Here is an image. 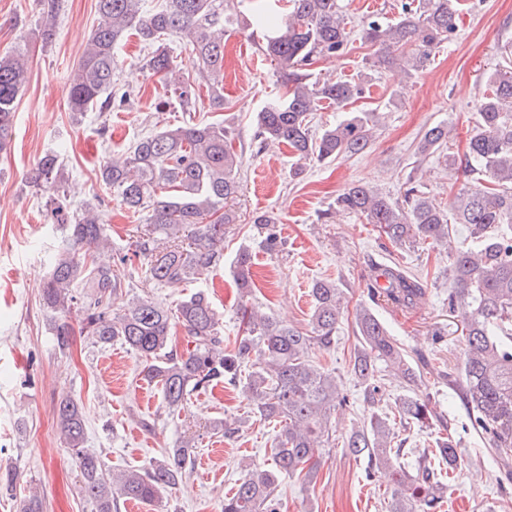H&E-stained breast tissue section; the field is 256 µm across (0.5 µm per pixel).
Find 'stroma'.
I'll return each mask as SVG.
<instances>
[{
  "instance_id": "obj_1",
  "label": "stroma",
  "mask_w": 512,
  "mask_h": 512,
  "mask_svg": "<svg viewBox=\"0 0 512 512\" xmlns=\"http://www.w3.org/2000/svg\"><path fill=\"white\" fill-rule=\"evenodd\" d=\"M98 21L96 0H58L53 35L46 40L40 0H0V56L21 50L28 57L12 138L0 151V512H20L21 502L32 495L41 499L45 512H95L81 493L79 470L57 427L55 410L65 399L83 408L86 450L101 456L113 472L148 466L182 439L195 441L194 465L177 489L151 503L122 504L118 512H222L224 497L245 465L270 463L273 426L254 416L239 389L225 384L194 392L180 414L168 415L159 386L142 379L134 351L98 343L84 327L82 306L54 315L40 298L62 236L51 214L52 200L63 192L70 210L88 203L103 210L112 250L97 261L112 263L126 253L136 224L101 182L100 166L136 139L186 119L161 77L145 69L147 51L134 37L117 51L116 85L127 92L124 105L109 112L68 110L70 77ZM507 44L512 45V0H463L456 37L422 72L374 71L366 62L370 47L357 40L344 58L318 60L313 66L318 76L366 79L369 91L354 107L383 112L385 121L366 152L311 164L298 178L291 175L294 158L287 144L263 146L255 136L257 112L280 90L277 67L246 35H234L226 44L227 106L220 116L244 147L236 204L240 219L226 228L223 258L203 275L156 288L145 260L136 259L125 268L123 297L147 295L172 308L205 290L224 338L231 340L239 332L238 309L244 301L231 268L240 247H251L255 261V288L245 301L286 323L307 328L313 280L329 279L342 289L336 345L313 349L311 356L341 380L350 404L336 413L333 441L318 460L315 482L281 476L282 512H386L389 473L380 470L366 480V460L349 455L343 442L351 430L369 422L376 408L364 400L349 360L355 312L369 302L371 265L389 260L428 280L424 298L413 309L379 305L375 311L410 359L423 362L416 393L445 417L458 446L456 478L441 512H512V486L500 491L486 440L472 428L457 392L441 379L444 373H459L465 349L462 325L448 310V251L469 244L466 231L450 225L447 248H399L363 217L320 218L354 182L402 197L415 169L423 174L425 192L448 204L464 181L463 170L448 169L434 155L418 159L420 138L428 126L447 122L454 128L449 150L463 156L486 75L501 62ZM49 153L58 156L64 179L60 188L34 190L27 174ZM256 210L279 218L280 252L258 248L249 223ZM62 322L73 330L72 344L63 352L55 346ZM147 420L153 429L144 428ZM224 421L237 426L233 439L214 431V424ZM8 472L14 475L10 485L4 480Z\"/></svg>"
}]
</instances>
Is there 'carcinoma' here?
<instances>
[{"label":"carcinoma","mask_w":512,"mask_h":512,"mask_svg":"<svg viewBox=\"0 0 512 512\" xmlns=\"http://www.w3.org/2000/svg\"><path fill=\"white\" fill-rule=\"evenodd\" d=\"M145 0H97L100 20L87 42L69 86L68 109L83 113L92 107L109 108L125 101L126 93L112 90L117 48L123 38L138 37L150 47L146 68L162 75L167 90L183 111L194 112L207 90L210 108L224 109V40L236 29L256 25L262 30L261 52L277 65L283 91L258 112V136L265 144L286 143L296 158L293 176L306 164H328L343 155H356L370 145L382 113L345 112L335 125L314 136L311 116L323 103L345 107L362 97L364 86L341 78H319L310 66L319 58H341L353 33L373 48L374 68L401 63L407 74L427 66L437 49L457 31L460 0H401L399 17L387 22L369 17L354 29L341 0H291L288 16L249 21L239 10L244 0H162L153 8ZM189 47L190 69L173 67L170 42ZM504 63L487 78L489 93L481 100L475 125L466 144V168L471 182L464 185L449 208L422 190L414 176L407 178L402 199L362 183L352 184L336 198L324 217L357 214L379 228L399 247L448 242V211L454 223L466 226L473 246L456 250L449 266L448 308L460 317L466 349L463 368L448 385L457 389L472 416L475 429L488 438L490 451L512 482V47L504 46ZM23 54L0 57V150L11 137L19 92L27 80ZM452 127L445 123L427 128L419 142L427 156L448 145ZM234 129L224 122L188 121L137 139L128 151L102 165L100 177L113 196L141 224L132 243V255L119 257L122 265L133 257L150 260L149 279L158 286L184 283L219 261L224 252V226L236 223L232 208L240 193L241 155L233 148ZM61 165L55 155L44 156L27 183L40 189L60 184ZM54 213L65 235L43 282L41 300L46 309L63 313L83 302L85 328L103 345L121 343L142 360L141 374L161 384L168 412L183 407L191 393L221 383L242 391L256 417L278 426L272 465L245 469L235 491L224 497V512H280L279 475L310 483L317 458L329 441L331 412L347 404L336 376L311 359L317 347L336 345L342 314L337 284L319 279L312 283L309 329L279 321L273 314L246 307L241 312L239 335L224 345L219 319L208 296L197 291L169 309L151 297H134L115 305L121 275L97 264L95 252L110 245L105 214L87 205L71 214L62 201ZM259 246L281 249L278 218L269 211L250 218ZM195 226L185 245L180 232ZM252 251L242 248L234 264L241 295L252 288ZM383 301L410 308L426 293L427 283L400 265L379 264L375 280ZM83 293L76 294V289ZM182 333L186 349L178 352L172 339ZM357 345L350 374L371 404H376L381 372L400 376L408 395L392 413H376L369 424L351 432L343 448L367 460L365 478L375 471L392 472L387 512H440L443 478L457 463V446L440 437L423 452L416 472L396 469L393 461L404 455L391 418L406 426H444L431 402L415 387L421 378L401 344L369 307L355 315ZM57 424L67 448L75 456L81 491L95 512H112L116 498L153 501L160 491L174 489L194 464L189 440L171 448L162 459L115 475L106 472L100 456L84 448L86 422L80 404L60 402Z\"/></svg>","instance_id":"1"}]
</instances>
